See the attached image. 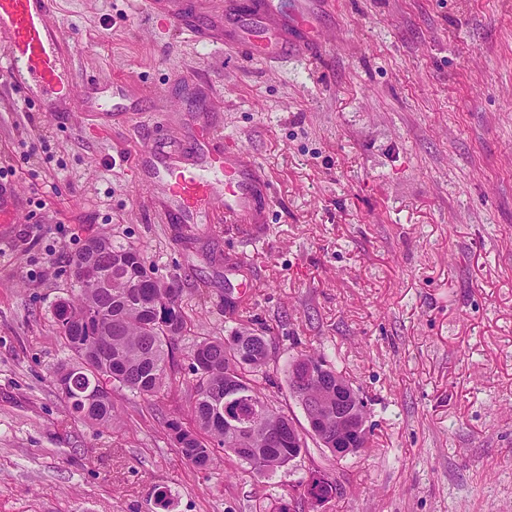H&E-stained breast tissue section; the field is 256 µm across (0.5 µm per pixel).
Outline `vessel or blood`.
Listing matches in <instances>:
<instances>
[{
    "label": "vessel or blood",
    "instance_id": "vessel-or-blood-1",
    "mask_svg": "<svg viewBox=\"0 0 512 512\" xmlns=\"http://www.w3.org/2000/svg\"><path fill=\"white\" fill-rule=\"evenodd\" d=\"M239 8L256 37H267L269 58L294 52L313 60L323 54L325 47L313 23L319 0H290L284 8L275 0L261 6L255 0H241ZM0 55L6 60L10 84L28 105L42 112L66 111L74 87L71 48L59 35L54 0H0ZM206 139L208 153L201 169L193 154L151 152L169 213L188 223L202 210L214 208L224 223H258L265 184L259 166L219 133L208 132Z\"/></svg>",
    "mask_w": 512,
    "mask_h": 512
}]
</instances>
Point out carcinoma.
Here are the masks:
<instances>
[{
    "mask_svg": "<svg viewBox=\"0 0 512 512\" xmlns=\"http://www.w3.org/2000/svg\"><path fill=\"white\" fill-rule=\"evenodd\" d=\"M90 259L99 267L102 283L77 277V299L57 304L59 335L74 358L58 367L53 378L78 418L109 427L115 420L114 406L103 385L117 383L146 397L159 393L169 380L165 347L187 331V322L179 290L153 276L140 250L98 238L85 244L74 267ZM191 357L194 378L185 381L192 393L191 423H168L187 462L203 467L218 447L253 472L269 476L307 448L303 432L294 443L286 436L277 443L266 437L291 421L266 393L276 385L267 370L266 337L240 330L204 337ZM228 385L243 392L244 398L234 405L250 415L249 431L236 437L229 435L224 416Z\"/></svg>",
    "mask_w": 512,
    "mask_h": 512,
    "instance_id": "obj_1",
    "label": "carcinoma"
}]
</instances>
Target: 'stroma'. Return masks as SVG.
I'll list each match as a JSON object with an SVG mask.
<instances>
[{"instance_id":"1","label":"stroma","mask_w":512,"mask_h":512,"mask_svg":"<svg viewBox=\"0 0 512 512\" xmlns=\"http://www.w3.org/2000/svg\"><path fill=\"white\" fill-rule=\"evenodd\" d=\"M77 83L129 85L125 111L84 97L52 115L0 74V172L21 195L0 225V512H512V0H336L314 63L244 56L160 24L142 0H57ZM248 151L262 224L170 220L135 160L203 128ZM138 248L180 290L171 380L113 387L117 422L74 417L53 382L70 354L56 305L92 239ZM259 329L279 406L325 356L367 402L370 443L316 442L268 477L234 457L188 464L191 353ZM335 482L315 504L312 476Z\"/></svg>"}]
</instances>
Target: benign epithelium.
I'll return each mask as SVG.
<instances>
[{
	"label": "benign epithelium",
	"instance_id": "benign-epithelium-1",
	"mask_svg": "<svg viewBox=\"0 0 512 512\" xmlns=\"http://www.w3.org/2000/svg\"><path fill=\"white\" fill-rule=\"evenodd\" d=\"M292 393L301 406L308 426H316L317 439L367 436L366 413L359 394L350 383L326 367L318 368L308 360L298 363L293 376Z\"/></svg>",
	"mask_w": 512,
	"mask_h": 512
}]
</instances>
